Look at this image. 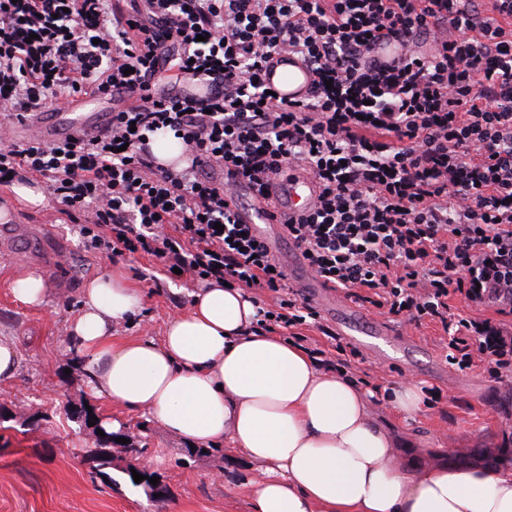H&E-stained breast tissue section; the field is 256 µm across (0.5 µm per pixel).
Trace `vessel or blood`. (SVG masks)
Listing matches in <instances>:
<instances>
[{"label": "vessel or blood", "mask_w": 512, "mask_h": 512, "mask_svg": "<svg viewBox=\"0 0 512 512\" xmlns=\"http://www.w3.org/2000/svg\"><path fill=\"white\" fill-rule=\"evenodd\" d=\"M265 84L277 95L279 100L295 103L306 99L313 81L311 71L293 57H278L265 65L263 71ZM318 188L311 179L301 178L295 182L271 190L269 202L246 210H239L237 199H229L230 209L239 210L241 218L256 225L266 238L272 253L281 258L291 282L306 297L319 304L324 310L340 317H347L348 309L340 301L336 291L322 280L314 278L306 269L304 260L295 252H284L282 242L288 236L286 227L279 220L280 214H299L310 207Z\"/></svg>", "instance_id": "vessel-or-blood-1"}]
</instances>
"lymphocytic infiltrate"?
I'll return each instance as SVG.
<instances>
[{
  "mask_svg": "<svg viewBox=\"0 0 512 512\" xmlns=\"http://www.w3.org/2000/svg\"><path fill=\"white\" fill-rule=\"evenodd\" d=\"M288 54L314 74L297 103L262 81ZM172 64L221 91L154 90ZM112 93L135 101L97 134L0 138V188L43 180L112 263L146 255L196 287L271 292L261 334L319 313L225 198L306 175L320 193L288 239L314 277L439 323L463 365L512 369V0H0L1 117ZM167 132L185 166L153 154ZM453 297L495 315L455 313Z\"/></svg>",
  "mask_w": 512,
  "mask_h": 512,
  "instance_id": "lymphocytic-infiltrate-1",
  "label": "lymphocytic infiltrate"
}]
</instances>
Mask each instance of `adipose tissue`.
I'll list each match as a JSON object with an SVG mask.
<instances>
[{"label":"adipose tissue","instance_id":"1","mask_svg":"<svg viewBox=\"0 0 512 512\" xmlns=\"http://www.w3.org/2000/svg\"><path fill=\"white\" fill-rule=\"evenodd\" d=\"M141 293L120 274L89 282L71 322L95 396L147 411L185 440L229 443L260 474L252 512H512V469L403 457L369 392L276 334L254 335L242 291L193 294L161 341L117 339Z\"/></svg>","mask_w":512,"mask_h":512}]
</instances>
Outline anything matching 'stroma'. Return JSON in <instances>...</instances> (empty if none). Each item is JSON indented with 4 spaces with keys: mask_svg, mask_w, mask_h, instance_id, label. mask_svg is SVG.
Masks as SVG:
<instances>
[{
    "mask_svg": "<svg viewBox=\"0 0 512 512\" xmlns=\"http://www.w3.org/2000/svg\"><path fill=\"white\" fill-rule=\"evenodd\" d=\"M9 224L8 232L0 233V337L16 343L20 359L13 377L0 380V435L11 440L0 448V512H250L256 473L238 451L224 443L210 456L188 457L186 441L149 414L93 398L68 333L85 282L113 268L142 292L138 311L115 327L120 339L159 340L167 322L188 309L190 290L165 278L143 280L148 257L116 266L84 252L52 203L15 208ZM24 269L47 280L50 294L43 306H26L13 296L12 278ZM320 322L317 328H300L307 349L327 351L340 344L346 358L383 388L410 384L424 390L427 403L411 424V438L450 450L454 461L493 454L512 442V374L494 379L482 368L464 367L433 323L416 325L361 305L351 318V336L331 340L320 329L335 328V318L325 314ZM374 322L391 326L404 344H363ZM84 405L98 420L119 421L124 434L144 448L150 472L170 490L165 501L133 487L119 468L102 473L92 468L84 452L96 434L76 416Z\"/></svg>",
    "mask_w": 512,
    "mask_h": 512,
    "instance_id": "obj_1",
    "label": "stroma"
}]
</instances>
